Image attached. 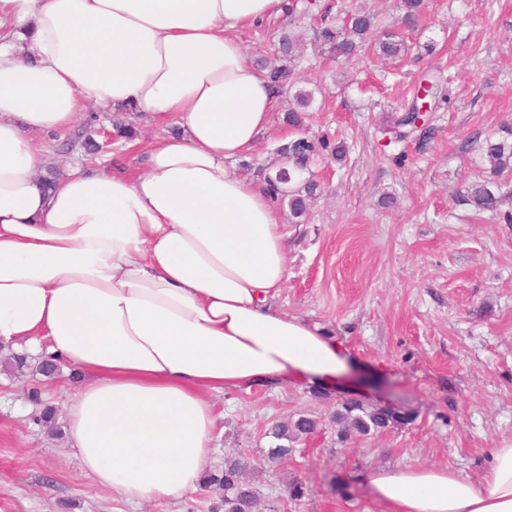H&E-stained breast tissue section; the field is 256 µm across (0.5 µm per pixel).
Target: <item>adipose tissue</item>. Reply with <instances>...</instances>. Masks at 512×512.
<instances>
[{
    "label": "adipose tissue",
    "mask_w": 512,
    "mask_h": 512,
    "mask_svg": "<svg viewBox=\"0 0 512 512\" xmlns=\"http://www.w3.org/2000/svg\"><path fill=\"white\" fill-rule=\"evenodd\" d=\"M284 0H0V345L75 368L66 433L100 488L141 504L199 487L213 394L348 369L337 342L275 307L288 236L230 172L278 97L241 28ZM163 130L130 174L70 165L46 187L33 137L85 101ZM383 512H512V440L479 480L372 470Z\"/></svg>",
    "instance_id": "1"
}]
</instances>
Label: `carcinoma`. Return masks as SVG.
<instances>
[{"instance_id":"carcinoma-1","label":"carcinoma","mask_w":512,"mask_h":512,"mask_svg":"<svg viewBox=\"0 0 512 512\" xmlns=\"http://www.w3.org/2000/svg\"><path fill=\"white\" fill-rule=\"evenodd\" d=\"M420 8L421 0H400L404 26L412 28L417 24ZM283 9L290 16L316 13L314 49L336 57L349 60L364 50L386 58L400 59L410 51L407 42L398 34L379 31L377 16L366 7L357 5V0H345L340 5V14L336 16L321 9L314 0H285ZM279 49L287 64L272 67L265 73V78L277 94H292L293 105L286 111L284 121L288 126L300 130L303 127L302 114L309 111L313 95L302 90L293 93L291 86L287 85L294 74L293 64L299 57V38L291 34L282 36ZM420 108L421 98L414 93L404 102L402 112L382 126L380 133L391 135L396 142L410 139L427 142L432 138L435 127L431 124L432 115H421ZM98 136L97 116L92 113L84 121L70 147L78 146L85 154L93 155L99 150ZM346 151L347 147L342 141L333 144L325 136L306 137L302 134L289 138L288 142L276 149V153L288 155V173L294 177L298 175V170L307 169L314 157L327 154L340 161L346 156ZM479 151L490 164L489 175L470 184L462 202L478 212L495 213L508 195L504 188L512 177V126H503L497 133L487 136L480 144ZM265 184L266 190L274 198L288 199V207L295 219L307 215L308 202L317 196L319 189L317 183L309 181L300 188L291 186L284 191L280 188L281 180L273 170L269 171ZM336 420L344 425L345 432L355 431L365 435L394 423L406 424L414 420V416L388 408L368 409L359 402L350 401L341 406V410L336 413ZM316 429L317 421L306 416L274 425L269 436L275 440V445L269 449L268 458L287 456L292 444L313 434ZM246 468L247 465L241 461H229L224 463L223 472L208 475L207 483L223 491L221 507L224 512H252L254 509L257 495L244 479Z\"/></svg>"}]
</instances>
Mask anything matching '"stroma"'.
Segmentation results:
<instances>
[{
    "instance_id": "obj_1",
    "label": "stroma",
    "mask_w": 512,
    "mask_h": 512,
    "mask_svg": "<svg viewBox=\"0 0 512 512\" xmlns=\"http://www.w3.org/2000/svg\"><path fill=\"white\" fill-rule=\"evenodd\" d=\"M313 24L282 15L240 38L262 68L282 33L308 35ZM405 37L413 53L400 62L325 54L295 71L314 93L307 134L344 142L347 157L312 165L321 190L304 223L275 203L289 233L288 281L275 304L340 343L349 370L331 383L216 395L207 464L212 473L248 458L262 505L277 512H382L366 480L373 469L434 465L475 480L492 448L512 439V224L460 202L487 173L472 141L512 123V0H424ZM426 74L446 87L434 139L386 143L380 126ZM287 108L280 97L255 147L227 160L230 170L258 176L288 137ZM76 385L66 369L53 378L32 365L0 370V512H213L218 496L204 486L139 505L100 490L67 443ZM350 400L413 420L343 441L332 416ZM48 408L52 425L35 424ZM301 415L318 420L316 433L268 460L271 426ZM296 483L306 487L297 500Z\"/></svg>"
}]
</instances>
